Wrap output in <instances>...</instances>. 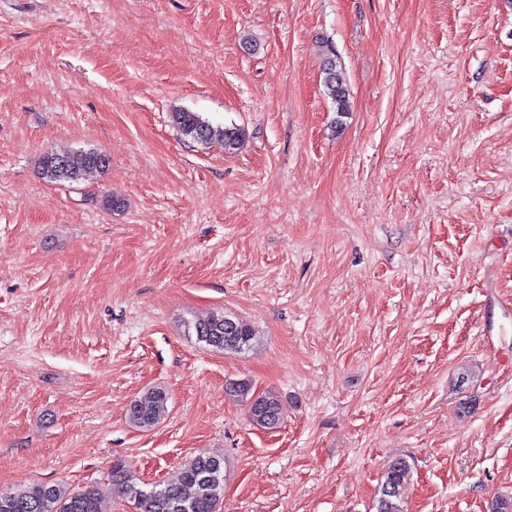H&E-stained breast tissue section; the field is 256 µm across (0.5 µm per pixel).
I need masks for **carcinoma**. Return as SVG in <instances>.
<instances>
[{
  "mask_svg": "<svg viewBox=\"0 0 512 512\" xmlns=\"http://www.w3.org/2000/svg\"><path fill=\"white\" fill-rule=\"evenodd\" d=\"M323 92L331 99L336 112V126L351 112L350 92L342 63L336 51L326 46L322 61ZM173 122L191 142L207 146L212 141L223 143L228 153L240 148L245 139L243 128L231 124L215 126L197 112L181 110L173 114ZM109 158L94 150H50L38 162L41 175L51 182H76L93 169H104ZM197 340L217 352L242 353L258 341L254 329L235 315L217 311L194 324ZM226 389L247 405L253 425L275 429L281 421L279 400L272 395H255L252 384L244 379L231 381ZM168 394L153 387L136 399L128 410V421L148 430L167 414ZM407 460L396 458L386 468L377 500L376 512H404L402 492L410 477ZM227 469L224 459L198 454L185 462L171 482L143 488L121 461L112 465V486L119 496L132 503L134 512H219L224 499ZM99 488L89 484L77 491L62 485L33 484L9 492H0V512H98Z\"/></svg>",
  "mask_w": 512,
  "mask_h": 512,
  "instance_id": "1",
  "label": "carcinoma"
}]
</instances>
